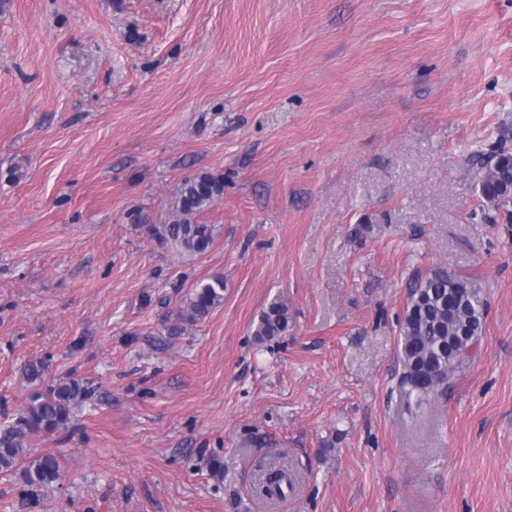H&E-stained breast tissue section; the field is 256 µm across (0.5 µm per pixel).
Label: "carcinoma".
Masks as SVG:
<instances>
[{
  "mask_svg": "<svg viewBox=\"0 0 512 512\" xmlns=\"http://www.w3.org/2000/svg\"><path fill=\"white\" fill-rule=\"evenodd\" d=\"M475 187L483 200V219L490 224H512V152L500 145L488 153L471 156ZM224 193V181L200 175L184 180L178 213L160 226L152 227L161 245L191 256L205 253L212 243L214 227L190 220ZM224 300V277L215 275L197 282L178 311L180 320L194 324L205 319ZM487 302L480 286L448 271H435L417 278L409 289L399 330L401 384L407 396L421 406L439 396L448 380L468 360L461 355L464 345L456 342L461 328L481 336ZM288 304L272 300L262 311L253 331L259 342L272 340L287 331ZM90 388L75 378L60 379L32 393L19 409L16 421L0 428V472L18 471L29 487H48L61 479V467L52 453L34 455L27 448L30 438L68 425L73 411L82 405ZM262 491L269 497L284 495L292 487L288 469L271 466L263 475Z\"/></svg>",
  "mask_w": 512,
  "mask_h": 512,
  "instance_id": "1",
  "label": "carcinoma"
}]
</instances>
